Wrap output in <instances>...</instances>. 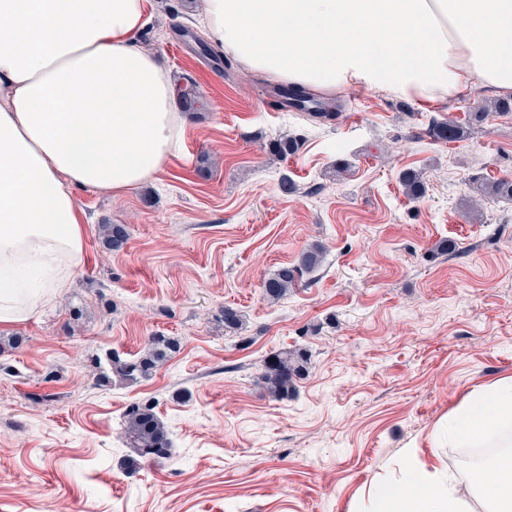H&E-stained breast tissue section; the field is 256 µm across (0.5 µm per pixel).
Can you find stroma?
Masks as SVG:
<instances>
[{
  "instance_id": "stroma-1",
  "label": "stroma",
  "mask_w": 512,
  "mask_h": 512,
  "mask_svg": "<svg viewBox=\"0 0 512 512\" xmlns=\"http://www.w3.org/2000/svg\"><path fill=\"white\" fill-rule=\"evenodd\" d=\"M141 41L205 105L154 179L113 194L75 189L83 253L27 320L0 325V512H359L379 482L460 473L437 435L491 381L512 378V201H466L512 176V115L454 143L434 119L465 121L495 92L421 103L380 88L326 95L333 120L270 111L277 80L200 44L201 7L152 0ZM299 151L281 159L274 140ZM426 192L406 195L403 170ZM297 186L279 190L281 177ZM125 224L114 252L99 227ZM450 255H432L439 241ZM322 265L277 302L262 284L303 248ZM243 325L226 331L224 306ZM180 350L150 378L99 385L92 361L132 358L154 335ZM310 356L288 398L259 377L285 348ZM152 400L169 458L140 461L123 433Z\"/></svg>"
}]
</instances>
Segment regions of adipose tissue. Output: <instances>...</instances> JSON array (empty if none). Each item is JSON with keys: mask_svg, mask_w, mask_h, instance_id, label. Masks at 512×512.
Listing matches in <instances>:
<instances>
[{"mask_svg": "<svg viewBox=\"0 0 512 512\" xmlns=\"http://www.w3.org/2000/svg\"><path fill=\"white\" fill-rule=\"evenodd\" d=\"M148 0H0V323L81 261L74 191L115 194L180 148L174 83L140 42ZM250 70L417 101L512 92V0H203Z\"/></svg>", "mask_w": 512, "mask_h": 512, "instance_id": "1", "label": "adipose tissue"}]
</instances>
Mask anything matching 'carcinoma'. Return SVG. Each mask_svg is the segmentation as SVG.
Masks as SVG:
<instances>
[{
	"instance_id": "1",
	"label": "carcinoma",
	"mask_w": 512,
	"mask_h": 512,
	"mask_svg": "<svg viewBox=\"0 0 512 512\" xmlns=\"http://www.w3.org/2000/svg\"><path fill=\"white\" fill-rule=\"evenodd\" d=\"M274 93L283 102L292 106L298 102L310 100L313 94L297 86L277 85ZM178 98L186 112H196L202 106L200 97L193 86L178 88ZM490 112L478 109L468 113V120L460 123L454 119L433 123L428 133L430 137L442 143H453L480 129ZM298 140L284 136L274 143V151L287 157L296 153ZM401 182L407 195L418 198L424 192V181L420 173L405 171ZM476 193L481 197L512 200V179L500 178L483 183ZM101 234L105 245L112 251L123 249L128 240V230L124 224H104ZM323 249L316 245L300 252L296 261L279 267L276 273L263 284V293L271 301L284 297L288 290L295 287L302 277L316 270L323 262ZM224 329L237 331L243 324V316L230 306L222 310ZM179 340L171 336H152L145 350L132 359L124 358L117 352L108 354V364L112 374L130 382L149 378L169 357V353L179 349ZM308 355L301 349H284L273 353L264 361L261 382L267 391L276 398L283 399L293 390L295 381L307 370ZM124 435L138 457L148 460L166 459L170 455L169 431L155 411L150 401L135 402L124 414Z\"/></svg>"
}]
</instances>
